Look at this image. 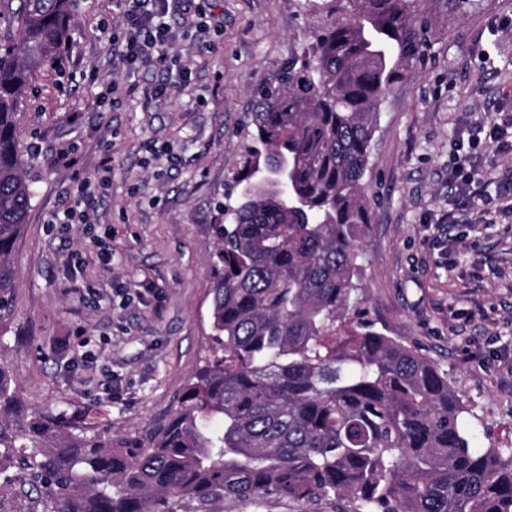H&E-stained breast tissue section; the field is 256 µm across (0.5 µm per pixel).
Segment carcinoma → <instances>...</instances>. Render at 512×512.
<instances>
[{"label": "carcinoma", "instance_id": "carcinoma-1", "mask_svg": "<svg viewBox=\"0 0 512 512\" xmlns=\"http://www.w3.org/2000/svg\"><path fill=\"white\" fill-rule=\"evenodd\" d=\"M0 41V337L32 191L16 114L55 69L76 0H7ZM311 47L250 88L237 204L214 225L213 359L172 421L88 437L25 407L0 360V512H224L276 496L341 512H512V459L480 451L448 375L372 329L357 291L381 100L416 58L417 0H347Z\"/></svg>", "mask_w": 512, "mask_h": 512}]
</instances>
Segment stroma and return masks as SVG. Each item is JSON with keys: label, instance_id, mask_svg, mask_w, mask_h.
<instances>
[{"label": "stroma", "instance_id": "obj_1", "mask_svg": "<svg viewBox=\"0 0 512 512\" xmlns=\"http://www.w3.org/2000/svg\"><path fill=\"white\" fill-rule=\"evenodd\" d=\"M222 23L212 51L191 34L167 65L112 55L118 0H79L58 68L18 110L34 147L33 189L14 256L8 361L25 405L86 434L140 438L162 428L208 354L213 226L240 169L252 84L311 43L346 0H207ZM419 54L388 87L371 143L369 224L359 309L448 375L473 445L512 457V213L472 224L448 188L461 122L512 115V0H422ZM184 90L149 98L170 69ZM97 70L98 82L87 79ZM132 87L117 107L112 85ZM110 158L92 227L61 237L74 172ZM454 222H447V214ZM112 233L103 264L94 236Z\"/></svg>", "mask_w": 512, "mask_h": 512}]
</instances>
